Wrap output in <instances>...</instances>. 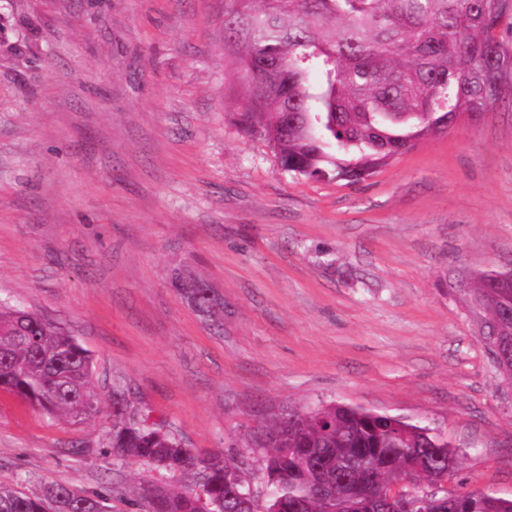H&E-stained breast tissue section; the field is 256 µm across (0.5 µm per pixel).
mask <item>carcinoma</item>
Segmentation results:
<instances>
[{
  "label": "carcinoma",
  "mask_w": 512,
  "mask_h": 512,
  "mask_svg": "<svg viewBox=\"0 0 512 512\" xmlns=\"http://www.w3.org/2000/svg\"><path fill=\"white\" fill-rule=\"evenodd\" d=\"M225 44L250 87L245 116L273 143L280 165L307 179L355 181L372 176L425 136L446 132L466 114L478 117L499 63L512 70V44L498 28L512 20V0H230ZM283 67L264 81L263 59ZM297 122L282 131L281 113ZM493 304L485 316L497 339L512 341V270L482 271L470 296ZM201 312L221 301L199 283L179 285ZM93 358L67 329L0 300V391L45 415L82 424L99 412ZM150 412L112 388V431L106 448L169 474L190 477L174 491L148 483L147 512H253L244 497L243 454L189 448ZM262 430L288 432L261 449L264 507L278 512H512V497L444 488L466 451L426 425L362 406L328 403L290 408ZM407 469L417 486L391 495ZM105 512L99 493L48 484L39 496L0 486V512Z\"/></svg>",
  "instance_id": "1"
}]
</instances>
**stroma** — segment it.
<instances>
[{"instance_id": "35a3bbf8", "label": "stroma", "mask_w": 512, "mask_h": 512, "mask_svg": "<svg viewBox=\"0 0 512 512\" xmlns=\"http://www.w3.org/2000/svg\"><path fill=\"white\" fill-rule=\"evenodd\" d=\"M230 0H0V299L70 329L192 448L233 454L288 408L360 405L466 449L512 496V383L464 288L512 268V97L350 184L295 177L243 116ZM224 304L200 313L175 279ZM0 392V485L144 512L170 486Z\"/></svg>"}]
</instances>
